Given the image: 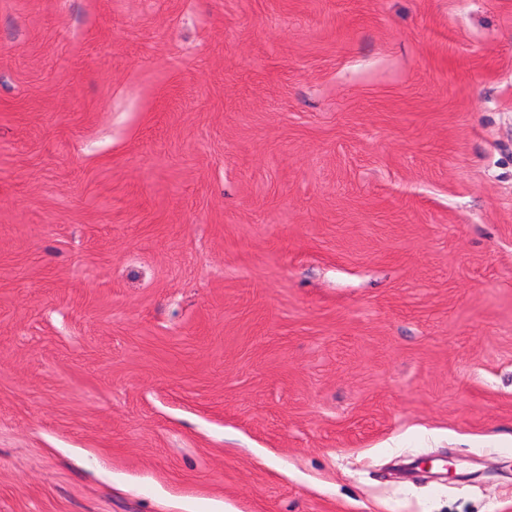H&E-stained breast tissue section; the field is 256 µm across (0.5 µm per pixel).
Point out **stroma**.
Wrapping results in <instances>:
<instances>
[{
  "instance_id": "35a3bbf8",
  "label": "stroma",
  "mask_w": 512,
  "mask_h": 512,
  "mask_svg": "<svg viewBox=\"0 0 512 512\" xmlns=\"http://www.w3.org/2000/svg\"><path fill=\"white\" fill-rule=\"evenodd\" d=\"M0 512H512V0H0Z\"/></svg>"
}]
</instances>
